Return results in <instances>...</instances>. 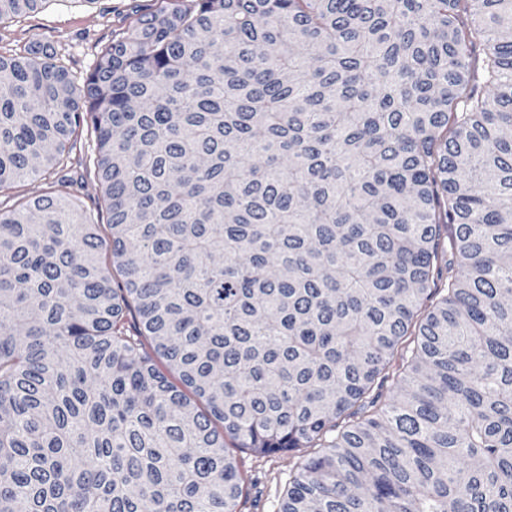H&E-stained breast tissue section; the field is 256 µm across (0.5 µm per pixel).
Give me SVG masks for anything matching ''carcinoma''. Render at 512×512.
Here are the masks:
<instances>
[{
    "label": "carcinoma",
    "mask_w": 512,
    "mask_h": 512,
    "mask_svg": "<svg viewBox=\"0 0 512 512\" xmlns=\"http://www.w3.org/2000/svg\"><path fill=\"white\" fill-rule=\"evenodd\" d=\"M2 193L0 512H236L230 445L303 454L278 512H512V0H155L80 85L0 52ZM68 172V175L72 176L75 180H78V184L75 186V194L77 195L82 207L88 213L94 215V218L98 220L97 207L99 206L100 201V191L93 178V174H87L85 164L80 165L76 162ZM80 182H84L82 187H80Z\"/></svg>",
    "instance_id": "carcinoma-1"
}]
</instances>
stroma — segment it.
Returning a JSON list of instances; mask_svg holds the SVG:
<instances>
[{
	"label": "stroma",
	"instance_id": "stroma-1",
	"mask_svg": "<svg viewBox=\"0 0 512 512\" xmlns=\"http://www.w3.org/2000/svg\"><path fill=\"white\" fill-rule=\"evenodd\" d=\"M154 0H45L37 12L0 22V49L23 53L28 44L42 40L54 45L75 83L96 65L102 49L111 42L135 11L147 10ZM247 481L237 512H278L298 458L275 454L258 456L234 449Z\"/></svg>",
	"mask_w": 512,
	"mask_h": 512
}]
</instances>
